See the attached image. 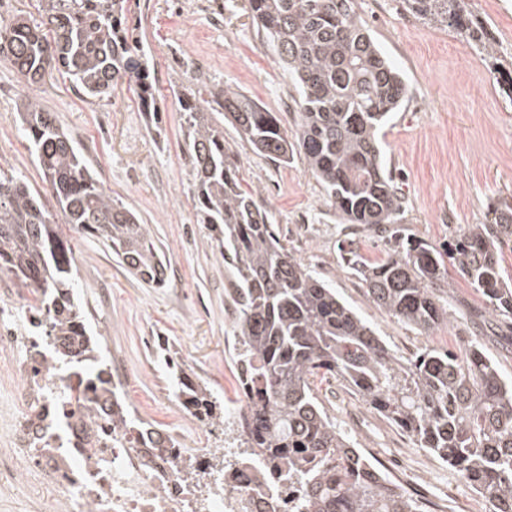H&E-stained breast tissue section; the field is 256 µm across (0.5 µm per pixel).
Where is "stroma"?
Wrapping results in <instances>:
<instances>
[{
	"mask_svg": "<svg viewBox=\"0 0 512 512\" xmlns=\"http://www.w3.org/2000/svg\"><path fill=\"white\" fill-rule=\"evenodd\" d=\"M465 3L486 26L492 53L477 50L454 29L423 23L402 0H356L374 41L407 85L401 107L382 130L385 161L405 202L400 227L441 249L468 225L484 223L491 204L512 201V99L490 70L495 60L512 70V0ZM129 24L156 78L161 133L147 127L127 84L99 100L57 75L28 84L0 61V166L55 210L18 122L22 99L35 97L71 135L103 188L150 225L168 260L165 285L145 284L100 240L78 235L72 241L74 302L86 316L88 335L100 342L99 363L115 356L124 361L129 378L119 394L131 412L177 435L182 447L201 448L205 439L176 400L164 358L183 352L189 371L225 403L238 396V369L224 308V261L195 220L193 170L175 95L229 86L277 113L290 129L298 94L245 0H131ZM224 140L239 159L243 188L268 210L289 248L397 356L406 359L432 347L459 352L474 342L512 378V321L490 319L482 294L456 270H449L442 292L448 321L437 331L426 336L388 316L342 260L348 249L371 261L383 259L387 245L380 233L344 224L301 156L274 162L229 125ZM319 398L361 453L425 512H480L483 497L453 467L353 390L329 380L320 385Z\"/></svg>",
	"mask_w": 512,
	"mask_h": 512,
	"instance_id": "1",
	"label": "stroma"
}]
</instances>
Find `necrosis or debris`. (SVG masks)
<instances>
[{
    "label": "necrosis or debris",
    "mask_w": 512,
    "mask_h": 512,
    "mask_svg": "<svg viewBox=\"0 0 512 512\" xmlns=\"http://www.w3.org/2000/svg\"><path fill=\"white\" fill-rule=\"evenodd\" d=\"M55 316L26 293L0 303V349L14 361L0 468L55 491L65 512H296V492L284 474L238 466L200 490L182 478L185 449L157 455L113 427L120 402L105 388L118 385L120 370L112 364L101 380L78 382L64 365L90 344L84 336L48 335Z\"/></svg>",
    "instance_id": "4bbe7bcc"
}]
</instances>
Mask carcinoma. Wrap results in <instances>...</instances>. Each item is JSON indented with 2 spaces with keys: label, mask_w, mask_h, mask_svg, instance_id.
I'll return each instance as SVG.
<instances>
[{
  "label": "carcinoma",
  "mask_w": 512,
  "mask_h": 512,
  "mask_svg": "<svg viewBox=\"0 0 512 512\" xmlns=\"http://www.w3.org/2000/svg\"><path fill=\"white\" fill-rule=\"evenodd\" d=\"M415 17L452 27L487 49L489 39L465 0H403ZM299 95L297 120L284 129L274 112L227 86L212 100L201 90L178 95L195 182L196 221L224 259V306L231 309L239 386L249 394L239 421L245 462L288 471L301 512H423L371 464L328 414L317 395L323 381L352 388L388 422L456 468L493 512H512V382L477 344L461 353L427 349L399 359L373 326L348 307L288 249L267 210L242 188L240 164L224 143V122L255 151L283 164L294 154L349 224L387 229L403 203L387 170L379 129L406 96L400 71L360 22L355 0H248ZM38 16L0 22V60L30 84L57 71L94 98L109 97L124 78L140 92L150 127L160 128L145 51L130 34L128 0H37ZM21 129L65 223L100 240L119 263L157 288L167 260L150 226L112 199L77 152L72 137L34 97L21 101ZM442 254L398 228L386 258L348 251L347 267L376 308L428 335L448 322L438 289L448 279L444 257L485 297L493 317L512 319V286L499 253L512 242V203L490 210ZM72 249L29 187L0 168V273L41 291L56 306L50 330L86 335L74 303ZM167 366L177 396L193 416L222 418L207 385L181 365ZM112 423L164 452L154 427L125 410Z\"/></svg>",
  "instance_id": "obj_1"
}]
</instances>
